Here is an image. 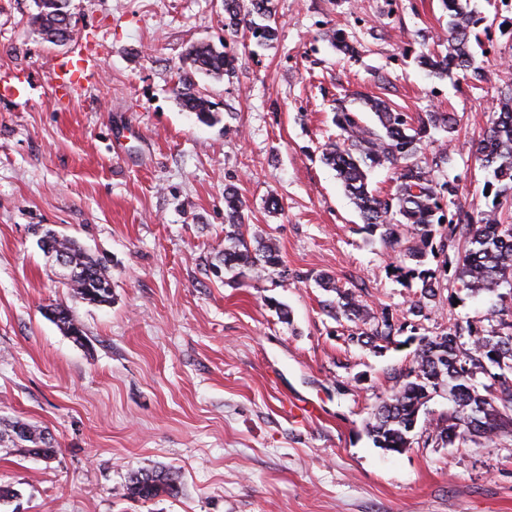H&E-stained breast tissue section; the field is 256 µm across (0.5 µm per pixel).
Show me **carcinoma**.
Segmentation results:
<instances>
[{
	"label": "carcinoma",
	"mask_w": 512,
	"mask_h": 512,
	"mask_svg": "<svg viewBox=\"0 0 512 512\" xmlns=\"http://www.w3.org/2000/svg\"><path fill=\"white\" fill-rule=\"evenodd\" d=\"M71 0H34L31 23L46 39L64 43L72 37L65 25L71 15ZM448 11L447 51L420 53L419 65L440 80L458 76L471 82L485 78L484 68L474 59L475 48L484 43L474 29L484 21L470 9L469 0H441ZM273 0H224V33L232 38L249 36L262 47L277 35ZM325 36L336 50L354 56L361 43L338 29ZM190 67L177 73V95L182 109L203 122L213 119L214 104L195 81L202 74L213 78L231 75L235 57L209 43H197L187 53ZM373 113L375 126L365 124L360 113L336 100L334 122L342 131L341 141L326 145L324 162L336 171L364 224L398 250L392 265L397 278L416 283L415 300L408 313L424 317L441 303L440 279L450 276L458 288L470 292L496 293L512 289V87L501 92L498 111L493 113L482 138L474 145V157L490 171L483 190L492 195L491 207L472 216L461 208L449 210L458 184L439 181L435 171L448 160L446 152L426 156L425 139L430 130H443L453 139L459 119L455 112H427L418 122L380 97L363 100ZM386 166L393 174L394 191L385 195L370 187L369 174ZM245 203L236 190L224 188V251L221 263L227 271L247 270L258 277L286 273L278 245L270 238L245 239ZM52 246L70 254L80 277L69 288L92 304L108 303L112 292L85 287L86 280L108 282L102 259L88 254L72 239L50 237ZM444 255L441 265L428 267V256ZM317 283L336 293L327 307L334 315L356 323V343L372 346L381 341L396 343L404 327H395L386 313L376 316L351 289H344L329 275ZM56 324L67 335L78 329L69 308L49 304ZM491 316L497 325L475 330L472 324L455 323L435 336L421 335L410 366L391 394L375 407L367 432L375 447L400 452L411 446L419 414L430 396L448 392L453 408L440 417L432 437L444 445H482L501 437H512V306L503 305ZM482 374L489 383L477 381ZM30 442L31 452L49 457L54 439L31 423L15 420L0 428V442ZM180 493L177 475L168 469L137 470L128 475L123 496L149 501Z\"/></svg>",
	"instance_id": "carcinoma-1"
}]
</instances>
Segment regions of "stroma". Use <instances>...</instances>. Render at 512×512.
<instances>
[{
  "label": "stroma",
  "instance_id": "obj_1",
  "mask_svg": "<svg viewBox=\"0 0 512 512\" xmlns=\"http://www.w3.org/2000/svg\"><path fill=\"white\" fill-rule=\"evenodd\" d=\"M277 39L265 48L224 34L222 0H71L73 39L47 41L29 24L33 0H0V427L48 430L45 459L0 445V512H512V438L483 447L428 442L447 396L420 413L410 448L366 433L372 409L409 365L415 342L359 346L347 318L327 315L319 274L356 291L374 313L412 322L414 288L395 253L369 233L335 171L336 99L380 95L410 115L457 113L439 180L486 209V173L471 152L501 90L512 85V40L492 32L480 84L438 80L417 56L440 35L441 0H275ZM357 36L356 57L324 37ZM226 45L232 76H198L214 104L207 125L182 110L176 74L187 48ZM81 54L97 81L56 92L53 65ZM389 83L379 88L378 76ZM248 206L242 231L275 239L286 277L214 275L224 249V189ZM277 197L281 211L266 208ZM51 228L102 258L112 301L66 288L38 246ZM423 333L489 328L497 297L458 290ZM69 307L78 344L44 315ZM284 304L289 320L275 309ZM319 413L300 419L292 404ZM166 467L178 496L123 497L131 472Z\"/></svg>",
  "mask_w": 512,
  "mask_h": 512
}]
</instances>
